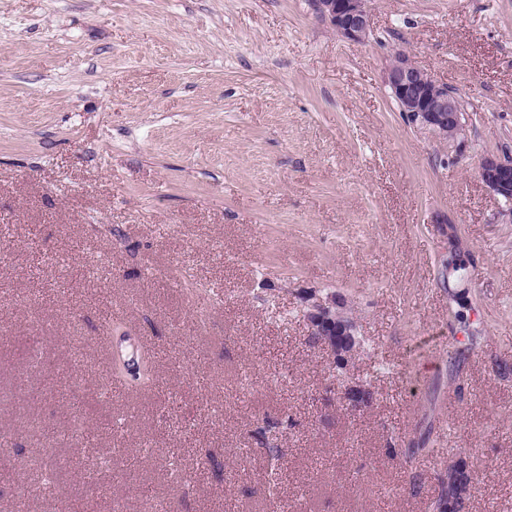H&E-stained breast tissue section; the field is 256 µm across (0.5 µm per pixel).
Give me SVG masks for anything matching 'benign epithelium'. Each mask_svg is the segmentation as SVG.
Here are the masks:
<instances>
[{
    "label": "benign epithelium",
    "mask_w": 512,
    "mask_h": 512,
    "mask_svg": "<svg viewBox=\"0 0 512 512\" xmlns=\"http://www.w3.org/2000/svg\"><path fill=\"white\" fill-rule=\"evenodd\" d=\"M371 0H313L317 14L342 37L356 42L371 32ZM385 83L401 104L406 118L443 141L464 144L459 136L463 109L448 86L438 83L403 50L393 53ZM479 176L485 186L507 206L499 216L512 223V157L488 154L481 159ZM310 335L321 337V346L332 362L348 365L356 352L355 327L339 319L336 297L311 306L306 315Z\"/></svg>",
    "instance_id": "benign-epithelium-1"
}]
</instances>
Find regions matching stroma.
<instances>
[{
  "mask_svg": "<svg viewBox=\"0 0 512 512\" xmlns=\"http://www.w3.org/2000/svg\"><path fill=\"white\" fill-rule=\"evenodd\" d=\"M371 24L0 0V512H431L459 458L468 512H512V223L478 175L512 152V0H372ZM399 49L461 99L464 146L400 112ZM333 293L362 341L342 370L303 318ZM50 430L38 495L15 462Z\"/></svg>",
  "mask_w": 512,
  "mask_h": 512,
  "instance_id": "35a3bbf8",
  "label": "stroma"
}]
</instances>
